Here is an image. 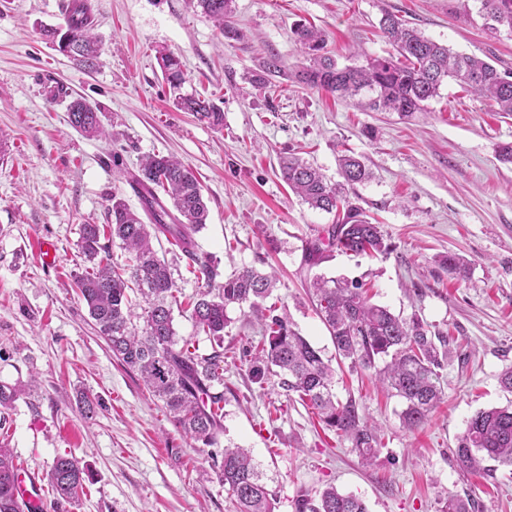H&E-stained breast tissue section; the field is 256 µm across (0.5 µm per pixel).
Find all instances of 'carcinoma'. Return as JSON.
Wrapping results in <instances>:
<instances>
[{
    "mask_svg": "<svg viewBox=\"0 0 512 512\" xmlns=\"http://www.w3.org/2000/svg\"><path fill=\"white\" fill-rule=\"evenodd\" d=\"M192 2L217 23L225 38H240V30L231 22L234 0ZM480 13L485 20L512 29V0H480ZM381 26L394 53L365 66L340 67L325 52L321 31L296 24L293 40L309 65L295 70L294 79L348 99L363 110L409 117L424 111V103L437 96L442 83L451 78L497 106V111L512 116V72L454 52L396 15L386 14ZM48 36L60 51L65 46L76 47L73 60L81 68L92 70L98 65L100 46L93 33L91 6L85 0L65 5L64 25L50 29ZM159 59L167 82L180 89L184 78L179 58L162 52ZM284 70V61L272 53L252 75V82L265 85L270 76ZM174 104L211 127H224V112L209 99L179 93ZM68 118L71 126L87 137L105 134L98 107L83 97L70 100ZM339 167L349 185L370 178L365 165L354 156H343ZM280 171L288 187L309 207L328 213L342 211V217L329 225L323 236L306 245L304 263L308 267L320 264L334 248L356 255L387 250L379 225L346 202L340 188L328 182L318 168L291 155L281 159ZM129 185L140 199L141 210L132 209L114 194L108 208L109 223L81 225L79 248L88 267L73 282L112 356L139 375L186 438L199 448H215L224 431V331L232 323L230 309L248 303L266 332L256 347L252 378L260 382L267 372L279 377L281 387L310 408L324 429L350 441L363 459H371L380 446L377 427L362 418L355 400L343 402L337 397L335 370L293 328L288 315H277L274 308L265 306L276 287V275L246 268L215 284L217 266L201 259L196 251L194 235L207 224L209 210L193 171L173 157L149 154L131 175ZM163 238L189 260L202 282L190 318L198 332L214 343L209 354L198 353L175 329L173 311L179 288L167 259L154 247V242ZM116 242L128 253L121 269L112 262L111 245ZM443 264L457 277L467 274L468 262L455 253H448ZM309 288L336 355L376 370L378 380L403 402L405 427L416 430L424 425L443 397L441 370L451 353L450 339L431 331L417 317L407 320L371 302L357 283L317 275ZM25 394L24 387L0 384V407H9ZM456 456L466 469H512V405L474 414L459 440ZM210 458L235 512H274V498L246 449L226 446ZM16 474L14 456L0 445V512H21L15 496ZM47 478L56 499L71 502L83 491L85 469L74 457L59 456ZM294 512L368 509L359 497L328 486L313 495H299Z\"/></svg>",
    "mask_w": 512,
    "mask_h": 512,
    "instance_id": "carcinoma-1",
    "label": "carcinoma"
}]
</instances>
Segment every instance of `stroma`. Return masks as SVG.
I'll return each mask as SVG.
<instances>
[{
	"mask_svg": "<svg viewBox=\"0 0 512 512\" xmlns=\"http://www.w3.org/2000/svg\"><path fill=\"white\" fill-rule=\"evenodd\" d=\"M92 3L101 55L86 72L46 35L63 24L64 0H0V383L28 389L0 411V444L42 475L59 456L88 469L78 500H45L43 512L235 510L208 449L184 438L113 358L71 289L85 268L81 225L106 223L115 195L139 208L128 177L145 155L177 158L199 179L209 208L198 255L224 277L276 269L272 302L331 359V337L305 290L303 254L337 216L304 204L279 163L302 153L336 183L347 149L373 173L347 196L381 226L391 251H333L316 271L361 281L373 303L454 336L444 401L408 430L402 401L373 370L340 363L337 395L356 400L380 431L376 457L363 463L349 441L288 398L278 377L252 381L251 345L262 328L236 308L224 335L220 442L250 451L275 512H293L299 493L330 485L362 498L369 512H441L451 496L469 498L475 512H512V471H470L455 454L477 411L512 404L499 383L512 366V164L496 158L497 146L512 142V116L452 80L409 118L360 110L288 73L263 87L250 82L269 52L288 67L303 63L291 33L299 22L324 31L342 66L392 54L380 30L388 13L502 71H512V30L490 29L478 0H234L244 38L228 43L189 0ZM162 49L181 59L185 91L223 109L222 129L174 106L157 61ZM59 84L98 107L108 138H86L70 125L67 98L49 94ZM42 239L58 247L55 266L37 258ZM450 252L468 261L467 277L440 265ZM85 397L99 403L90 419L80 412Z\"/></svg>",
	"mask_w": 512,
	"mask_h": 512,
	"instance_id": "stroma-1",
	"label": "stroma"
}]
</instances>
